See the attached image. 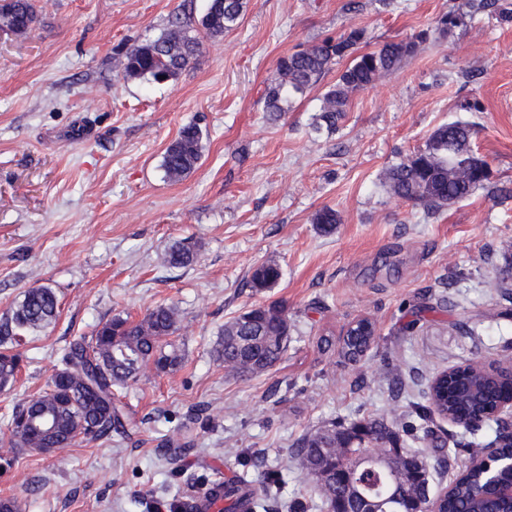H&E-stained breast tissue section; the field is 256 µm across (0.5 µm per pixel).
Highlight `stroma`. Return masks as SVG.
I'll use <instances>...</instances> for the list:
<instances>
[{"label":"stroma","mask_w":512,"mask_h":512,"mask_svg":"<svg viewBox=\"0 0 512 512\" xmlns=\"http://www.w3.org/2000/svg\"><path fill=\"white\" fill-rule=\"evenodd\" d=\"M456 2L248 0L235 28L164 83L123 78L122 53L178 18L198 30L205 0H38L37 26L0 40V317L34 286L59 301L0 389V439L13 406L99 322L175 306L183 354L117 391L137 434L26 452L0 467V499L21 512H192L202 482L253 476L258 460L279 477L268 512L297 501L322 512L288 453L302 436L400 419L439 372L512 354V24L490 9L465 17L353 94L332 135L313 130L320 89L279 121L264 112L281 57L352 30L356 52L371 51L435 27ZM452 121L471 126L489 183L435 214L389 194L387 168ZM190 122L203 157L172 182L163 155ZM325 207L338 216L329 234L313 222ZM185 238L198 261L169 267ZM263 262L281 269L275 288L250 286ZM274 300L288 305L282 360L247 381L229 375L213 352L224 324ZM363 316L376 339L352 361L342 334ZM426 424L436 439L423 448H445L428 460L437 489L494 438L489 426Z\"/></svg>","instance_id":"stroma-1"}]
</instances>
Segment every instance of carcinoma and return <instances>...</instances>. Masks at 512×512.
Masks as SVG:
<instances>
[{"mask_svg":"<svg viewBox=\"0 0 512 512\" xmlns=\"http://www.w3.org/2000/svg\"><path fill=\"white\" fill-rule=\"evenodd\" d=\"M246 8V0H206L200 25L205 34L218 38L238 25ZM491 8L505 24L512 23V0H458L455 12L442 17L438 33L446 35L467 15ZM37 20L35 0H0V30L16 37L29 33ZM429 33L422 30L409 38L384 43L378 49L353 56L361 40V32L353 30L336 39H325L278 60L279 80L265 91L268 120L278 121L295 101L316 87L335 62L352 57L350 64L327 86L321 96L314 130L332 134L347 112L353 93L366 89L380 77L397 69L413 57L427 42ZM202 42L191 35L188 25L171 22L159 37L135 43L123 54L122 74L125 78L144 79L155 83L177 78L201 53ZM470 128L458 122L446 123L434 130L417 152L391 165L385 186L390 194L415 205L437 212L449 204L471 195L490 176L487 161L470 149ZM204 132L196 123L184 125L177 138L166 148L162 168L170 181H180L199 164L203 152ZM313 222L328 233L338 223L336 211L324 207ZM199 246L184 239L171 246L166 263L174 268L197 262ZM280 279V268L272 262L258 265L251 276L252 287L272 288ZM58 300L48 286L29 288L23 292L4 319L0 320V388L11 384L19 371L23 352L17 350L22 337L47 328L57 317ZM178 310L158 306L141 320L132 321L115 315L97 325L93 336H81L69 343L61 362L62 368L52 376L47 388L32 399L15 405L11 413L8 447L13 455L24 450L54 451L66 448L79 437L100 440L121 433L134 434L136 423L113 403L112 389L125 386L148 365L159 372L181 363L177 347L167 341L177 331ZM288 313L282 302L255 305L224 324L215 345L217 359L242 381L271 370L288 347ZM478 384L483 390L480 406H492L500 398L505 382L486 373L477 365L451 382L443 391L428 397L429 405L415 407V413L426 420L429 406L457 412L467 408L455 395L458 385ZM376 445L399 444L413 459L424 454L422 448L406 445V437L417 427L411 422L386 423L376 418L358 421ZM289 454L297 458L306 471L316 462L333 455L332 442L319 432L306 434ZM254 481L241 479L222 486L223 512H239L241 503L266 493L276 478L258 463ZM488 476L467 472L457 479L442 499L443 512H512V504L485 496L483 487ZM365 490L375 496L382 492L404 493V488L391 484L387 475L375 468L361 476Z\"/></svg>","mask_w":512,"mask_h":512,"instance_id":"cac0c4a2","label":"carcinoma"}]
</instances>
